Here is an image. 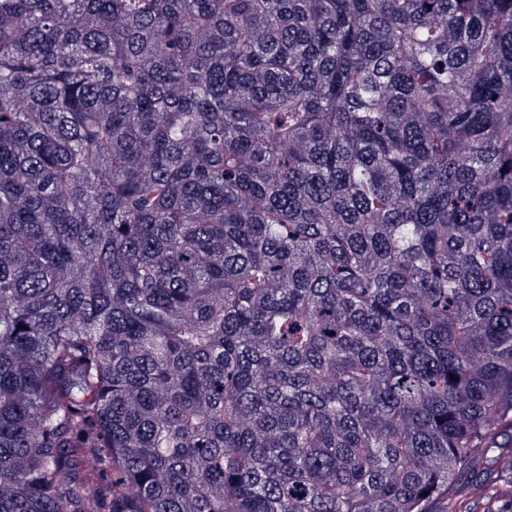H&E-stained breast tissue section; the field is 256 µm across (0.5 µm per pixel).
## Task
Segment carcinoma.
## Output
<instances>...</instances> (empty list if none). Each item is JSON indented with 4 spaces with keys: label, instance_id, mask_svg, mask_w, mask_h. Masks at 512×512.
I'll return each mask as SVG.
<instances>
[{
    "label": "carcinoma",
    "instance_id": "1",
    "mask_svg": "<svg viewBox=\"0 0 512 512\" xmlns=\"http://www.w3.org/2000/svg\"><path fill=\"white\" fill-rule=\"evenodd\" d=\"M512 430V0H0V512H468ZM499 441L505 444L504 451L498 459L489 461L480 454H475L471 470L458 478L455 483V493L462 496L471 512H485L487 510V500L479 494H475L473 489V480L478 478L488 490H495L502 483L511 480L512 476V452L509 438L507 435L499 438Z\"/></svg>",
    "mask_w": 512,
    "mask_h": 512
}]
</instances>
